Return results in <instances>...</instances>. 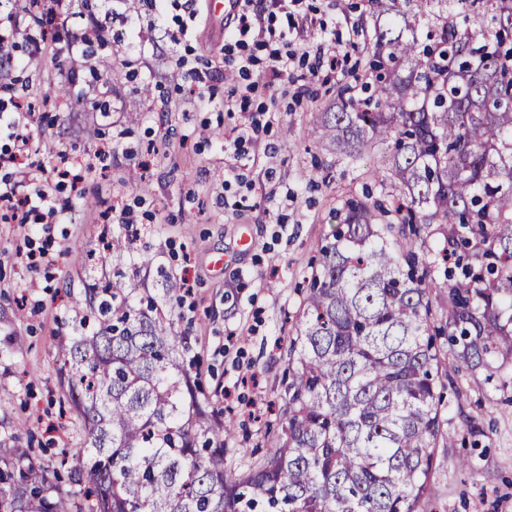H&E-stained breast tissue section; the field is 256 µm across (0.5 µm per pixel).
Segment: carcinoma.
<instances>
[{
  "label": "carcinoma",
  "instance_id": "1",
  "mask_svg": "<svg viewBox=\"0 0 512 512\" xmlns=\"http://www.w3.org/2000/svg\"><path fill=\"white\" fill-rule=\"evenodd\" d=\"M426 3L429 43L380 30L365 80L321 113L336 152H381L384 199L348 200L320 250L276 447L226 473L230 423L172 319L87 288L58 367L84 444L51 470L0 447V512H419L442 435L434 371L512 364V0Z\"/></svg>",
  "mask_w": 512,
  "mask_h": 512
}]
</instances>
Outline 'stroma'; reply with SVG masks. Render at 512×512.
Segmentation results:
<instances>
[{
	"label": "stroma",
	"mask_w": 512,
	"mask_h": 512,
	"mask_svg": "<svg viewBox=\"0 0 512 512\" xmlns=\"http://www.w3.org/2000/svg\"><path fill=\"white\" fill-rule=\"evenodd\" d=\"M62 9L71 24L50 41L30 0H0V24L17 28L12 54L28 61L0 65V104L33 102L41 125L31 162L60 153L86 160L104 143L120 154L82 196L61 192L71 220L51 235L0 223V439L31 442L48 466L71 442L59 415L57 339L85 314V289L111 280L120 252L125 287L158 291L168 277L192 286L184 307L160 309L187 337L212 404L232 409L224 467L239 471L277 444L266 407L283 392L302 288L344 202L376 184L380 155L348 158L322 145L318 118L334 109L335 79L310 99L266 89L255 73L245 110L225 111L237 83L215 76L225 67L224 15L209 0H62ZM300 13L306 35L290 50L303 53L335 29L351 77H363L378 34L368 0H305ZM73 39L80 47L70 53ZM57 84L69 95H50ZM270 103L274 119L242 154L225 151V136L246 131L252 111ZM118 202L144 225L138 240L124 224L99 223ZM46 240L58 256L52 269L20 262L18 251ZM441 379L444 422L424 512H512V367L458 363ZM471 421L480 435L469 433Z\"/></svg>",
	"instance_id": "1"
}]
</instances>
